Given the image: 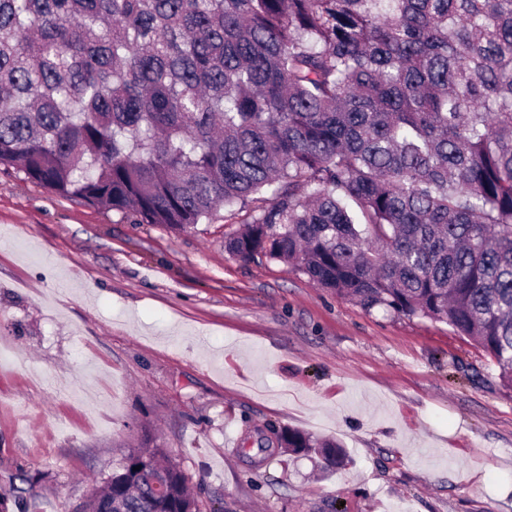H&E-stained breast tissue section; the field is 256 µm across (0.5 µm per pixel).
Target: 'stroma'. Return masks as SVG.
Here are the masks:
<instances>
[{"mask_svg":"<svg viewBox=\"0 0 512 512\" xmlns=\"http://www.w3.org/2000/svg\"><path fill=\"white\" fill-rule=\"evenodd\" d=\"M0 172V497L79 512L144 439L202 512H512V388L448 325L366 311L280 262ZM291 427L339 440L259 453ZM274 434L275 442L268 439L265 442L260 440L259 451L271 454L276 448H288L293 453L317 450L330 466L338 465L345 458V451L337 442L313 439L308 434L288 427H283Z\"/></svg>","mask_w":512,"mask_h":512,"instance_id":"stroma-1","label":"stroma"}]
</instances>
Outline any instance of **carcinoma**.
<instances>
[{
  "instance_id": "carcinoma-1",
  "label": "carcinoma",
  "mask_w": 512,
  "mask_h": 512,
  "mask_svg": "<svg viewBox=\"0 0 512 512\" xmlns=\"http://www.w3.org/2000/svg\"><path fill=\"white\" fill-rule=\"evenodd\" d=\"M0 170L175 231L244 212L230 256L445 323L512 387V0H0ZM186 484L145 443L83 512H199Z\"/></svg>"
}]
</instances>
